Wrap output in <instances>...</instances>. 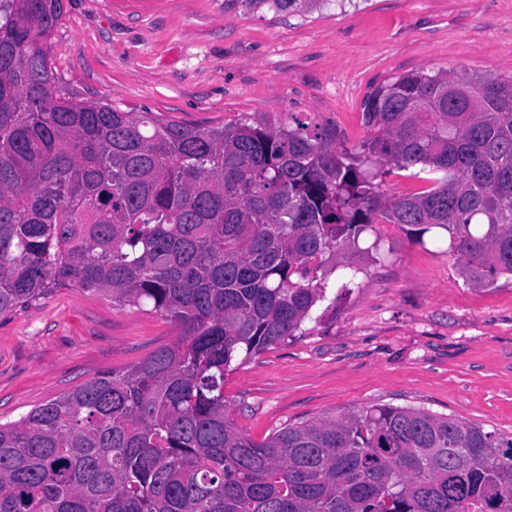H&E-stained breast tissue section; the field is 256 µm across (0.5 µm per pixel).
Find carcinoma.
Returning <instances> with one entry per match:
<instances>
[{"mask_svg": "<svg viewBox=\"0 0 512 512\" xmlns=\"http://www.w3.org/2000/svg\"><path fill=\"white\" fill-rule=\"evenodd\" d=\"M62 14L0 0V316L77 287L182 336L0 423V512H512V436L380 404L257 443L224 408V374L302 332L377 214L447 231L476 283L512 275V78L399 75L352 149L300 122L206 129L65 91ZM364 162L440 178L383 202Z\"/></svg>", "mask_w": 512, "mask_h": 512, "instance_id": "carcinoma-1", "label": "carcinoma"}]
</instances>
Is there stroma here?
<instances>
[{
  "mask_svg": "<svg viewBox=\"0 0 512 512\" xmlns=\"http://www.w3.org/2000/svg\"><path fill=\"white\" fill-rule=\"evenodd\" d=\"M51 60L67 87L128 112L214 127L294 119L354 147L380 84L413 72L512 76V0H329L290 15L224 0H63ZM447 232L376 224L340 243L304 335L236 365L224 404L251 440L374 404L512 434V276L463 275ZM181 334L79 288L0 317V422Z\"/></svg>",
  "mask_w": 512,
  "mask_h": 512,
  "instance_id": "stroma-1",
  "label": "stroma"
}]
</instances>
